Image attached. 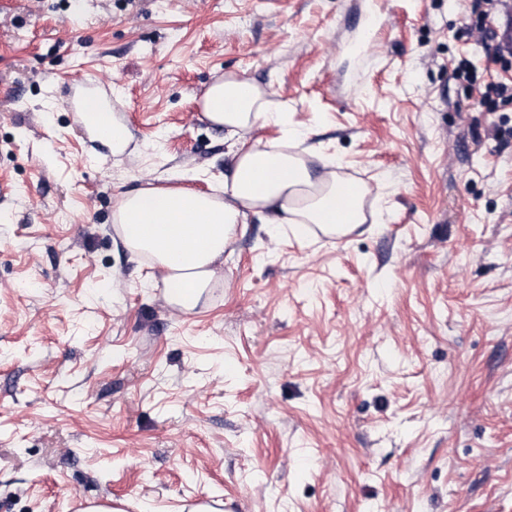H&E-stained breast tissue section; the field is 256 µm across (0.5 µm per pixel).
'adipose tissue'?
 <instances>
[{
	"instance_id": "adipose-tissue-1",
	"label": "adipose tissue",
	"mask_w": 512,
	"mask_h": 512,
	"mask_svg": "<svg viewBox=\"0 0 512 512\" xmlns=\"http://www.w3.org/2000/svg\"><path fill=\"white\" fill-rule=\"evenodd\" d=\"M205 115L224 128L232 148L231 168L213 192L150 187L124 198L112 216L125 244L152 259L163 279L177 281L171 293L181 308L193 309L217 274L237 225L250 216H269L271 223L335 227L337 194L342 189L340 162L323 160L312 176L305 160L292 151L304 134L289 124L286 111L274 105L266 90L233 74L205 94ZM283 126L281 138L265 141L255 129Z\"/></svg>"
}]
</instances>
